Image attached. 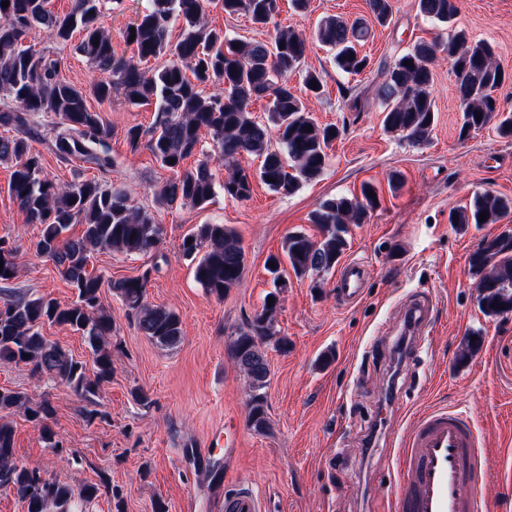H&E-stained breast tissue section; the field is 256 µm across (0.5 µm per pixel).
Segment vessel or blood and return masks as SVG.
<instances>
[{
  "mask_svg": "<svg viewBox=\"0 0 512 512\" xmlns=\"http://www.w3.org/2000/svg\"><path fill=\"white\" fill-rule=\"evenodd\" d=\"M364 293L363 265L351 261L337 275L342 305ZM402 482L387 501V512H486L484 494L474 480L477 448L467 416L447 410L423 415L399 444ZM224 512H262V502L247 485L224 497Z\"/></svg>",
  "mask_w": 512,
  "mask_h": 512,
  "instance_id": "1",
  "label": "vessel or blood"
}]
</instances>
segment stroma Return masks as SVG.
Segmentation results:
<instances>
[{
  "instance_id": "obj_1",
  "label": "stroma",
  "mask_w": 512,
  "mask_h": 512,
  "mask_svg": "<svg viewBox=\"0 0 512 512\" xmlns=\"http://www.w3.org/2000/svg\"><path fill=\"white\" fill-rule=\"evenodd\" d=\"M151 0H102L104 27L116 57L136 60L128 28L147 12ZM458 28L473 40L491 43L499 64L512 72V0H458ZM336 15L368 28L358 45L370 65L357 76L336 68L327 49L313 45L304 68L320 72L324 93L308 105L339 136L324 173L294 194L254 182L250 199L216 194L203 208H160L154 192L168 177L144 148L131 150L128 127L149 126L153 109L128 105L122 93L91 101L111 130L115 166L110 178L130 202L152 209L162 229L156 251L126 256L94 254L90 270L117 280L153 274L149 303L175 311L183 338L164 347L143 336L121 300L103 289L101 302L116 327L112 378L95 398L107 421L91 422L86 401L64 382L37 380L29 366L0 363V389L48 398L53 428L77 456L67 463L46 447L38 428L10 411L19 461L73 487L107 477L111 496L78 502L76 512H221L225 492L237 482L259 494L264 512H383L398 479V440L419 417L434 410H461L472 420L480 448L476 480L488 512H512V313L490 317L478 304L470 257L481 240L512 230V213L499 223L458 230L449 224L452 208L490 191L512 197V139L486 126L468 139L458 137L461 117L456 78L446 59L435 62L436 122L419 145L384 130L377 90L384 71L419 41H444L446 26L425 19L417 0H393L389 24L379 25L367 0H307L305 9L280 0L271 24L228 15L207 5L210 26L244 42L270 40L276 28L312 35L317 23ZM54 51L64 78L80 88L97 79L71 45L49 30L34 38ZM11 163L0 161V237L17 249L18 271L11 291L61 303L74 290L49 260L34 255L38 225L28 223L8 189ZM399 183H391L392 174ZM372 184L380 203L366 223L351 225L342 261L364 266V296L352 306L336 300V275L296 278L283 267L286 288L275 289L265 268L280 253L285 236L302 231L318 237L310 214L325 199L359 193ZM199 224L233 227L247 267L224 298L209 294L193 276L179 246ZM278 291V335L287 350L267 345L270 375L263 389L268 424L248 422L251 391L230 356L231 334L260 309L265 295ZM423 303L431 324L412 358L398 354L399 316L404 305ZM478 347L461 352L470 339ZM144 391L149 403L134 397ZM236 445L232 459L218 437Z\"/></svg>"
}]
</instances>
